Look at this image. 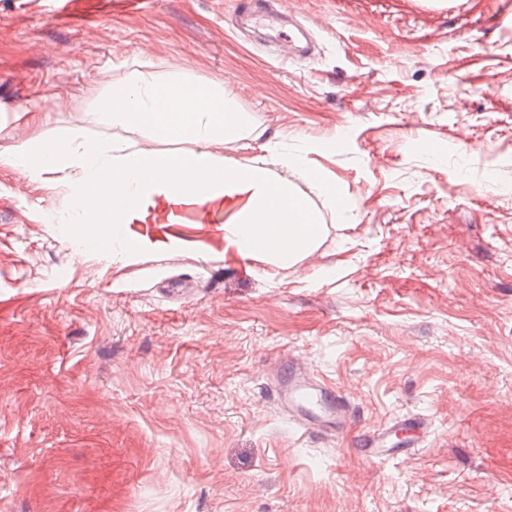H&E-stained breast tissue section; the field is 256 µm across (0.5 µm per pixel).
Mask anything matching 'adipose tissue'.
<instances>
[{
	"mask_svg": "<svg viewBox=\"0 0 512 512\" xmlns=\"http://www.w3.org/2000/svg\"><path fill=\"white\" fill-rule=\"evenodd\" d=\"M96 110L124 136L98 139L71 126L1 149L0 166L63 191L68 222L79 228L78 245L113 264L183 246L177 238L149 241L131 225L180 223L186 205L206 224L212 208L238 199L241 207L224 222L225 251L274 269L292 267L321 245L325 226L289 173L305 176L328 204L343 199L334 184L309 174L299 156H280L278 175L265 158L240 163L220 155L226 142L261 137L253 115L232 104L223 83L189 81L178 69L160 72L135 61ZM101 224L111 225L110 235L94 234Z\"/></svg>",
	"mask_w": 512,
	"mask_h": 512,
	"instance_id": "ef3b65f1",
	"label": "adipose tissue"
}]
</instances>
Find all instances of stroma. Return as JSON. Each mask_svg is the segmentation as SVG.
<instances>
[{
  "label": "stroma",
  "instance_id": "obj_1",
  "mask_svg": "<svg viewBox=\"0 0 512 512\" xmlns=\"http://www.w3.org/2000/svg\"><path fill=\"white\" fill-rule=\"evenodd\" d=\"M310 56L238 32L237 0H0V147L93 110L125 62L222 82L262 141L336 184L300 264L224 250L225 220L116 266L63 195L0 166V512H512V0H270ZM261 141V142H262ZM303 371L347 404L302 423ZM417 445L361 435L406 415ZM275 393L280 405L299 419H331L342 414L339 397L335 398L329 391L314 386L293 371L278 381Z\"/></svg>",
  "mask_w": 512,
  "mask_h": 512
}]
</instances>
